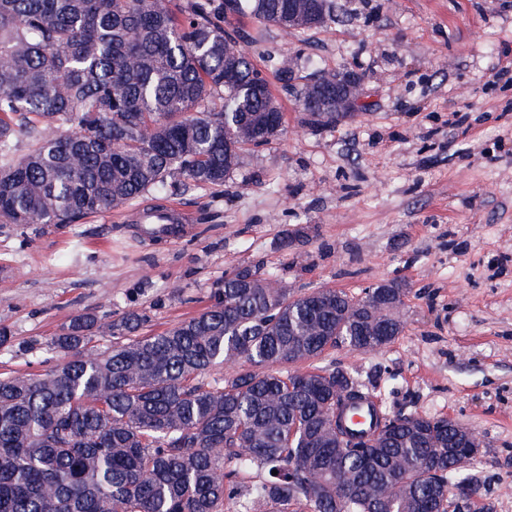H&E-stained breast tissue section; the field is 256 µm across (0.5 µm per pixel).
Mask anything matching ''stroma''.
<instances>
[{
    "instance_id": "stroma-1",
    "label": "stroma",
    "mask_w": 512,
    "mask_h": 512,
    "mask_svg": "<svg viewBox=\"0 0 512 512\" xmlns=\"http://www.w3.org/2000/svg\"><path fill=\"white\" fill-rule=\"evenodd\" d=\"M322 27L229 19L268 79L281 135L219 187L152 193L191 216L151 238L118 208L74 224H0V373L44 375L48 340L77 314L147 318L163 332L211 305L226 272L256 266L295 293L409 287L406 327L368 353L338 348L384 409L454 418L486 448L472 468L492 512H512V0H334ZM287 59L290 87L274 67ZM361 75L366 104L313 125L296 92ZM290 247H283V239Z\"/></svg>"
}]
</instances>
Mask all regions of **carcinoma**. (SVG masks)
Masks as SVG:
<instances>
[{
  "label": "carcinoma",
  "mask_w": 512,
  "mask_h": 512,
  "mask_svg": "<svg viewBox=\"0 0 512 512\" xmlns=\"http://www.w3.org/2000/svg\"><path fill=\"white\" fill-rule=\"evenodd\" d=\"M234 15L286 30L288 0H0V217L71 224L224 185L283 126ZM407 292L358 306L243 266L161 333L137 335L135 311L76 315L47 343L53 371L0 376V512H481L458 478L478 455L448 419L387 412L349 369H282L389 344ZM366 404L376 441L347 420Z\"/></svg>",
  "instance_id": "cac0c4a2"
}]
</instances>
